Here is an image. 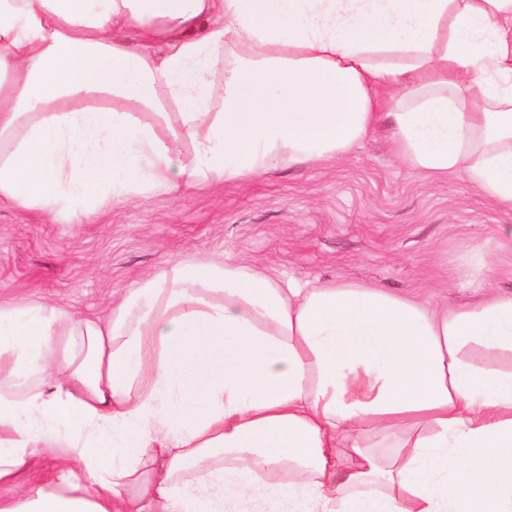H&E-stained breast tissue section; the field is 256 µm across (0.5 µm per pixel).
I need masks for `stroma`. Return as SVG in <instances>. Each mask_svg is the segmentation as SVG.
Masks as SVG:
<instances>
[{
    "label": "stroma",
    "mask_w": 512,
    "mask_h": 512,
    "mask_svg": "<svg viewBox=\"0 0 512 512\" xmlns=\"http://www.w3.org/2000/svg\"><path fill=\"white\" fill-rule=\"evenodd\" d=\"M512 212L398 159L385 130L337 159L155 190L85 224L0 203V300L94 319L142 277L228 260L281 285H375L441 306L512 292Z\"/></svg>",
    "instance_id": "obj_1"
}]
</instances>
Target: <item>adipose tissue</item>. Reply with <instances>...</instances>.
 <instances>
[{"label":"adipose tissue","mask_w":512,"mask_h":512,"mask_svg":"<svg viewBox=\"0 0 512 512\" xmlns=\"http://www.w3.org/2000/svg\"><path fill=\"white\" fill-rule=\"evenodd\" d=\"M383 120L512 210V0H0V201L54 220L337 158ZM48 444L0 512H512V294L206 261L97 320L0 302V485ZM35 463L26 475L28 487L36 488L42 484L46 474L52 472L56 466L55 457L48 452H40L35 457Z\"/></svg>","instance_id":"ef3b65f1"}]
</instances>
